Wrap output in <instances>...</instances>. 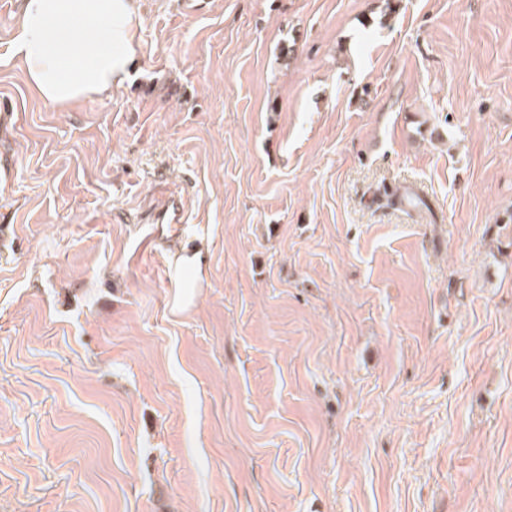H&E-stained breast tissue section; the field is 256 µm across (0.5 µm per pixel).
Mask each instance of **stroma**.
Instances as JSON below:
<instances>
[{"label": "stroma", "instance_id": "35a3bbf8", "mask_svg": "<svg viewBox=\"0 0 512 512\" xmlns=\"http://www.w3.org/2000/svg\"><path fill=\"white\" fill-rule=\"evenodd\" d=\"M16 3L0 512H512V0H141L68 107ZM184 194L172 190L154 214V224H184L186 219Z\"/></svg>", "mask_w": 512, "mask_h": 512}]
</instances>
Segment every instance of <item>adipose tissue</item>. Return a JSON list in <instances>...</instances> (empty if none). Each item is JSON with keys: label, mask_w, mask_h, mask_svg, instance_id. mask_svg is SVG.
<instances>
[{"label": "adipose tissue", "mask_w": 512, "mask_h": 512, "mask_svg": "<svg viewBox=\"0 0 512 512\" xmlns=\"http://www.w3.org/2000/svg\"><path fill=\"white\" fill-rule=\"evenodd\" d=\"M140 26L137 0H19L13 52L42 99L68 106L124 84Z\"/></svg>", "instance_id": "obj_1"}]
</instances>
